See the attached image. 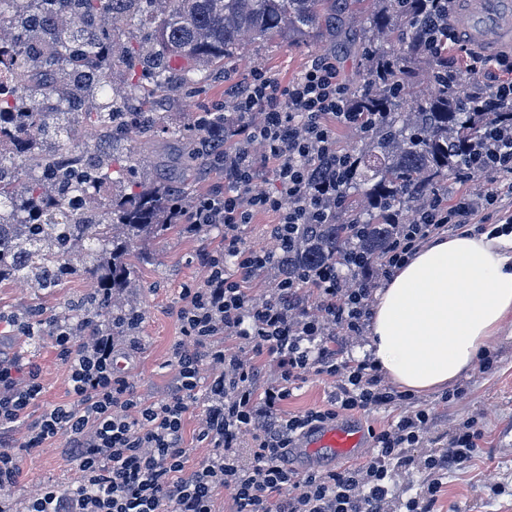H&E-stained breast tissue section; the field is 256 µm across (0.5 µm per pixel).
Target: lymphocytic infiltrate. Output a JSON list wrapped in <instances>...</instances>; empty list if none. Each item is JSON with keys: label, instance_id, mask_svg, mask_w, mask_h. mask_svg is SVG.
Returning a JSON list of instances; mask_svg holds the SVG:
<instances>
[{"label": "lymphocytic infiltrate", "instance_id": "lymphocytic-infiltrate-1", "mask_svg": "<svg viewBox=\"0 0 512 512\" xmlns=\"http://www.w3.org/2000/svg\"><path fill=\"white\" fill-rule=\"evenodd\" d=\"M431 41L460 53L469 72L494 85L483 102L508 128L491 143L487 162L501 184L461 194L439 210L424 204L403 220L383 263L363 272L356 287H346L342 268L317 267L255 301L248 288L254 274L273 265L302 229L320 222L317 205L336 190L344 168L336 128L356 117L328 59L312 60L284 89L255 74L233 98L238 142L224 155L223 189L184 212L187 223L223 225L224 249L209 259L204 287L183 291L181 333L194 347L172 348L175 387L163 398L144 399L118 366L117 337L106 330L80 336L63 325L53 343L67 363L72 399L44 408L41 369L0 353V512H391L390 482L399 468L417 463L409 450L419 444L430 413L372 362L346 358L345 348L364 335L380 281L391 279L423 242L473 223L499 197L512 195V59H489L449 27L434 30ZM257 140L265 146L260 157L251 150ZM269 173L271 191L262 187ZM262 213L277 217L271 245L243 247L241 227ZM233 338L249 344L250 359L229 352L226 342ZM206 361L216 371L195 440L210 452L194 463L184 442L187 400ZM310 372L335 378L326 404L284 413V402ZM381 408L399 409L400 416L373 433L374 451L363 462L305 474L291 467L286 450L305 430ZM23 422L28 428L21 435ZM481 438L466 421L446 449L425 455L417 464L427 479L405 512H433L448 471L470 462ZM55 442L79 465L76 486L17 494L22 449Z\"/></svg>", "mask_w": 512, "mask_h": 512}]
</instances>
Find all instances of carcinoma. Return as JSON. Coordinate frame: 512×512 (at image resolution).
<instances>
[{"label": "carcinoma", "instance_id": "carcinoma-1", "mask_svg": "<svg viewBox=\"0 0 512 512\" xmlns=\"http://www.w3.org/2000/svg\"><path fill=\"white\" fill-rule=\"evenodd\" d=\"M0 0V30L14 44L17 84L0 99L23 123L0 143V281L57 288L74 271L95 289L79 311L84 329H132L141 313L120 301L130 286L133 244L181 227L184 185L162 171L147 174L139 153L124 159L114 146L136 131L146 139L165 130L153 111L157 92L177 82L199 94L211 72L228 70L249 38L278 40L317 34L355 56L349 93L365 140L346 155L342 184L326 199L332 215L312 225L276 256L278 280L317 266L372 268L394 238L407 209L439 193L461 170L466 152L499 132L466 74H448V51L430 50L428 31L448 17L431 0ZM426 90L414 111H402L404 89ZM100 131L94 148L79 128ZM224 113L195 112L169 131L182 145L183 170L217 162L224 152ZM94 205L83 204L84 197Z\"/></svg>", "mask_w": 512, "mask_h": 512}]
</instances>
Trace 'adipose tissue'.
Segmentation results:
<instances>
[{
  "label": "adipose tissue",
  "mask_w": 512,
  "mask_h": 512,
  "mask_svg": "<svg viewBox=\"0 0 512 512\" xmlns=\"http://www.w3.org/2000/svg\"><path fill=\"white\" fill-rule=\"evenodd\" d=\"M512 319V234H458L406 259L379 291L370 357L414 393L448 385Z\"/></svg>",
  "instance_id": "obj_1"
}]
</instances>
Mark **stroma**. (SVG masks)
Returning <instances> with one entry per match:
<instances>
[{
    "mask_svg": "<svg viewBox=\"0 0 512 512\" xmlns=\"http://www.w3.org/2000/svg\"><path fill=\"white\" fill-rule=\"evenodd\" d=\"M332 52V45L320 40L256 39L236 60L233 77L214 72L204 93L170 94L160 98L156 109L167 114L169 126L177 127L189 112L230 105L231 87L247 83L253 72L267 73L285 85L300 77L314 58ZM223 242V226L207 224L191 234L176 231L135 247L132 286L122 300L142 312L143 322L135 345L122 347L121 367L148 398L165 396L175 383L177 370L170 362V351L181 338L177 312L182 291L203 286L207 269L202 257L219 251ZM91 290V283L77 274L66 287L52 290L16 281L0 283V313L16 319L12 325L0 324V351L41 367L45 403L69 399L66 369L53 346V332L56 325L70 324L72 309ZM486 354L485 360L456 380L461 396L447 400L437 390L416 397L418 405L432 413L416 455L446 447L463 421H474L483 432L472 462L445 478L436 512H512V329L498 336ZM332 384L328 377L308 374L296 384L284 411L297 413L325 404ZM29 458L20 479L22 493H37L48 484L67 488L78 477L77 463L64 458L57 445L34 449Z\"/></svg>",
    "mask_w": 512,
    "mask_h": 512,
    "instance_id": "35a3bbf8",
    "label": "stroma"
}]
</instances>
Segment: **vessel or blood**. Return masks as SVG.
Segmentation results:
<instances>
[{
	"mask_svg": "<svg viewBox=\"0 0 512 512\" xmlns=\"http://www.w3.org/2000/svg\"><path fill=\"white\" fill-rule=\"evenodd\" d=\"M466 25L477 46L498 45L512 36V0H472ZM373 446L372 437L360 421L342 416L306 430L289 454L301 467L321 469L339 461L367 458Z\"/></svg>",
	"mask_w": 512,
	"mask_h": 512,
	"instance_id": "obj_1",
	"label": "vessel or blood"
}]
</instances>
